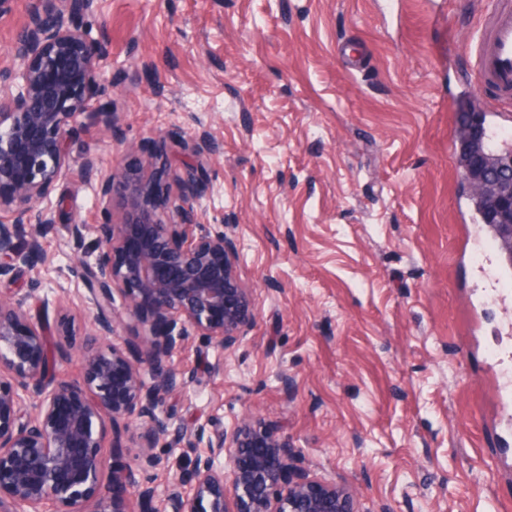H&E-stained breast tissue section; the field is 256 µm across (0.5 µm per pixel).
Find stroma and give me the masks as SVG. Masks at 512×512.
I'll use <instances>...</instances> for the list:
<instances>
[{
	"label": "stroma",
	"instance_id": "stroma-1",
	"mask_svg": "<svg viewBox=\"0 0 512 512\" xmlns=\"http://www.w3.org/2000/svg\"><path fill=\"white\" fill-rule=\"evenodd\" d=\"M99 0L92 37L107 47L101 106L118 138L80 118L51 198L56 224L103 218L87 167L121 185L158 162L152 139L204 126L213 148L201 224L225 223L254 319L220 351L190 339L174 356L193 383L164 416L189 431L234 432L243 419L288 444L294 469L348 489L359 512H512L501 436L512 395L493 378L492 345L512 342L477 251L457 161L460 117L496 105L472 77L470 47L493 0ZM32 0L0 14V69ZM5 286L41 312L48 287L73 309L50 311L49 346H81L89 293L66 235ZM223 361L212 374L210 363ZM116 469L140 481L187 472L196 448L146 449L121 433Z\"/></svg>",
	"mask_w": 512,
	"mask_h": 512
}]
</instances>
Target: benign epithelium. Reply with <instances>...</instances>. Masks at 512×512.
<instances>
[{
  "mask_svg": "<svg viewBox=\"0 0 512 512\" xmlns=\"http://www.w3.org/2000/svg\"><path fill=\"white\" fill-rule=\"evenodd\" d=\"M94 8L95 0H33L15 51L20 65L0 69V280L44 261L40 239L63 230L94 309L81 377L52 378L44 325L24 300L0 295V512H129L115 493L127 487L137 512H355L351 493L292 472L288 444L249 421L230 436L209 437L190 477H165L161 492L114 469L104 451L107 441L118 447L120 430L133 424L145 448L162 438L169 448H192L204 437L172 430L161 417L177 382L194 379L172 358L194 336L220 351L233 347L252 321V299L235 275L224 225L195 222L196 171L172 174L173 192L161 186L166 168L152 182L127 183L129 223L106 217L89 245L83 225L60 228L49 217L65 141L105 86V46L85 25ZM174 142L197 157L210 152L203 130ZM89 176L100 198L111 199L112 172L91 165ZM468 183L473 195L512 211V169L470 174ZM124 314L141 326L139 341L106 345ZM257 445L269 449L274 465L242 466Z\"/></svg>",
  "mask_w": 512,
  "mask_h": 512,
  "instance_id": "7a95c632",
  "label": "benign epithelium"
}]
</instances>
